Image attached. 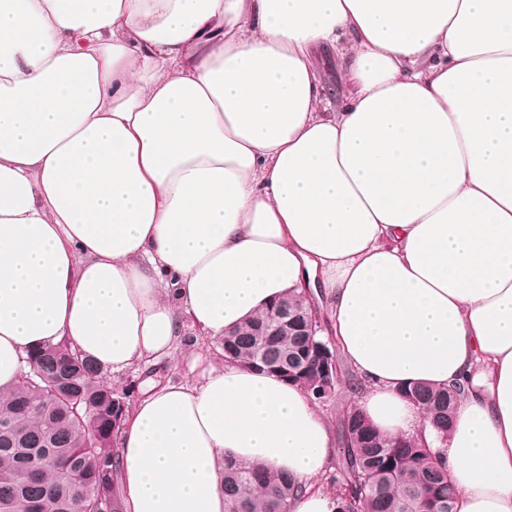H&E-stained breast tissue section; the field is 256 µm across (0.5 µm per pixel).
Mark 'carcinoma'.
Instances as JSON below:
<instances>
[{"instance_id":"carcinoma-1","label":"carcinoma","mask_w":512,"mask_h":512,"mask_svg":"<svg viewBox=\"0 0 512 512\" xmlns=\"http://www.w3.org/2000/svg\"><path fill=\"white\" fill-rule=\"evenodd\" d=\"M253 318L224 341V354L251 365L291 361L304 336H257ZM464 386L414 383L413 394L426 422L441 412L445 431ZM113 388L104 371L76 349L61 343L41 352L37 365L0 391V512H93L95 494L110 493L112 512H123L118 481L119 440L126 417L108 434ZM99 412L100 433L80 418L75 405ZM326 483L337 489L338 512H454L448 471L428 448H396L376 436L370 447L338 448ZM302 485L263 465H224L225 512H291Z\"/></svg>"}]
</instances>
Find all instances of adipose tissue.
<instances>
[{"mask_svg": "<svg viewBox=\"0 0 512 512\" xmlns=\"http://www.w3.org/2000/svg\"><path fill=\"white\" fill-rule=\"evenodd\" d=\"M306 287L367 419L442 450L456 512H512V0H0V389L63 340L196 350L141 383L126 512H224L228 462L336 512L313 396L197 349ZM416 382L463 384L448 436ZM191 356V348H184L183 351H179L173 359L164 361L155 371H158L157 376L164 381L166 379H184L187 378L185 361ZM158 378V379H160Z\"/></svg>", "mask_w": 512, "mask_h": 512, "instance_id": "obj_1", "label": "adipose tissue"}]
</instances>
